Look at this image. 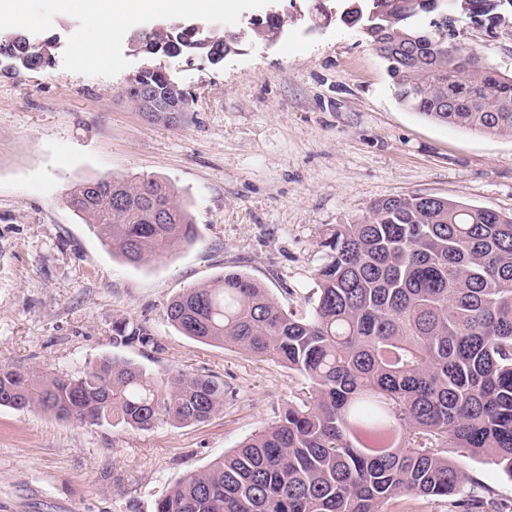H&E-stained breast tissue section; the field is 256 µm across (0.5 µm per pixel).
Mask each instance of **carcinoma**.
<instances>
[{
    "instance_id": "1",
    "label": "carcinoma",
    "mask_w": 512,
    "mask_h": 512,
    "mask_svg": "<svg viewBox=\"0 0 512 512\" xmlns=\"http://www.w3.org/2000/svg\"><path fill=\"white\" fill-rule=\"evenodd\" d=\"M453 14L486 35L512 20V0H352L342 17L386 64L405 109L439 124L512 136V72L425 27ZM281 18L245 32L266 40ZM238 42L189 25L136 36L151 68L126 97L163 96L172 80L158 57L224 59ZM52 39L34 47L0 33V71L17 77L52 64ZM68 204L130 264L196 240L179 192L151 178L102 176L75 186ZM304 317L282 310L260 282L237 272L188 288L166 307L196 341L282 363L309 384L278 421L190 470L154 512H382L403 495L453 497L468 480L447 449L492 455L512 476V214L406 194L373 203L368 216L329 229ZM112 343L158 348L151 332L118 318ZM0 406L59 419L201 423L224 409L211 374L151 373L104 357L77 374L0 366Z\"/></svg>"
}]
</instances>
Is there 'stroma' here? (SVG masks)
<instances>
[{
	"label": "stroma",
	"instance_id": "35a3bbf8",
	"mask_svg": "<svg viewBox=\"0 0 512 512\" xmlns=\"http://www.w3.org/2000/svg\"><path fill=\"white\" fill-rule=\"evenodd\" d=\"M347 0H237L220 13L158 15L134 29L201 24L226 33L276 13L278 40L247 42L220 63L168 58L194 96L179 124L125 96L143 64L129 32L23 0L21 28L58 37L52 67L0 76V365L76 373L119 357L153 373L222 379L224 409L204 423L60 420L0 407V512H153L191 469L205 468L297 402L287 366L202 343L167 320L184 290L227 273L261 282L287 311L311 309L328 228L378 200L432 195L512 214V137L442 125L403 109L383 60L344 24ZM461 42L512 71V36L456 23ZM155 176L185 200L195 242L134 266L112 254L66 203L79 183ZM147 327L160 348L112 344L116 319ZM469 479L457 498L412 496L385 512H456L460 499L512 512V477L491 457L448 451Z\"/></svg>",
	"mask_w": 512,
	"mask_h": 512
}]
</instances>
